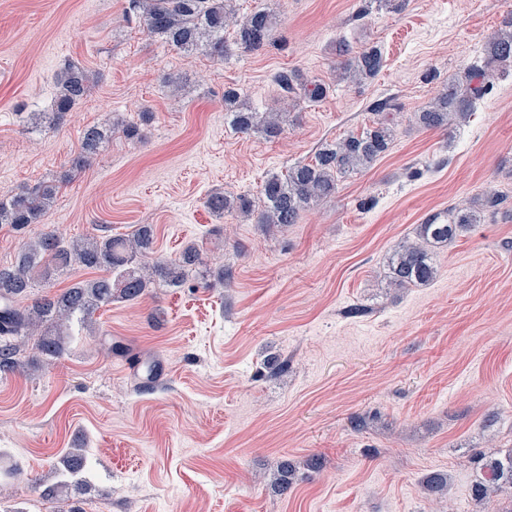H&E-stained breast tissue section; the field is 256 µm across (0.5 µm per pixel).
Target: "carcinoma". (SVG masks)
<instances>
[{
	"instance_id": "1",
	"label": "carcinoma",
	"mask_w": 512,
	"mask_h": 512,
	"mask_svg": "<svg viewBox=\"0 0 512 512\" xmlns=\"http://www.w3.org/2000/svg\"><path fill=\"white\" fill-rule=\"evenodd\" d=\"M128 11L140 15L149 36L171 47L192 51L204 46L210 54L224 57V29L230 21L226 0H128ZM274 28L273 12L257 10L238 24L236 45L243 52H259L273 42ZM506 62H512V17L429 109L414 113L415 122L424 129H447L466 120L488 93L493 68ZM383 64V55L375 46L356 52L345 48L336 63V76L343 81L370 79L381 72ZM275 80L286 95L295 99L311 100L323 94L321 85L301 82L294 70L279 72ZM58 85L57 115L70 111L90 90L84 68L72 62L66 63ZM224 106L241 133L273 138L283 132L280 112H255L240 104L232 91L224 93ZM106 136L107 129L101 126L87 128L75 166H84ZM392 139L393 131L378 123L358 135L323 145L312 163L296 165L283 176L271 175L260 189L263 209L257 214L256 223L281 227L298 223L306 207L335 195L340 178L371 166L388 151ZM53 195L51 187L40 185L0 198V224L31 234L15 262L0 266V373L25 367L19 354L28 344L48 361L63 356L70 338L68 323L73 318L90 320L100 307L115 300L137 301L157 280L178 288L190 272L204 264L202 252L193 244L175 259L153 257L154 231L149 224L139 225L126 236L93 233L72 242L63 241L52 231L32 233ZM503 202L504 198L489 195L478 206L455 207L449 213L427 216L417 226L416 240L398 243L390 254V283L410 288L432 282L437 274L433 249L448 245L471 225L483 223L486 213L498 209ZM206 206L219 218L232 212L247 216L253 213V202L246 194L214 192L208 196ZM74 264L101 270L104 275L26 302L36 281H49ZM85 463L84 449H67L56 468L57 480L44 485L45 500L82 488ZM476 463L472 486L476 499L482 500L505 485L512 488V448L496 458L479 457ZM423 485L437 495L447 488L448 478L432 473L424 478Z\"/></svg>"
}]
</instances>
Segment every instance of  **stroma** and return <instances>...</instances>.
<instances>
[{"mask_svg":"<svg viewBox=\"0 0 512 512\" xmlns=\"http://www.w3.org/2000/svg\"><path fill=\"white\" fill-rule=\"evenodd\" d=\"M127 0H0V197L53 185L39 227L64 241L94 227L153 225L159 255L196 244L224 285L189 273L136 302L71 321L53 362L25 351L0 375V512H512V490L476 502L473 452L512 448V62L447 131L417 125L440 90L512 16V0H233L277 29L256 53L183 52L147 35ZM374 46L372 79L340 82L343 48ZM92 85L52 109L65 62ZM324 83L292 101L275 76ZM288 119L276 138L243 134L224 91ZM385 105L395 136L370 168L285 228L216 218L212 192L259 199L272 174L321 144L360 134ZM137 125L141 136L128 138ZM111 127L82 169L83 133ZM503 195L484 223L436 248L429 284L387 278L396 244L429 214ZM122 342L128 356L110 354ZM153 359L147 380L128 364ZM362 417L363 428L352 418ZM87 448L83 489L43 500L62 452ZM321 457L320 469L308 462ZM290 466L288 489L277 479ZM448 479L440 497L422 480Z\"/></svg>","mask_w":512,"mask_h":512,"instance_id":"obj_1","label":"stroma"}]
</instances>
